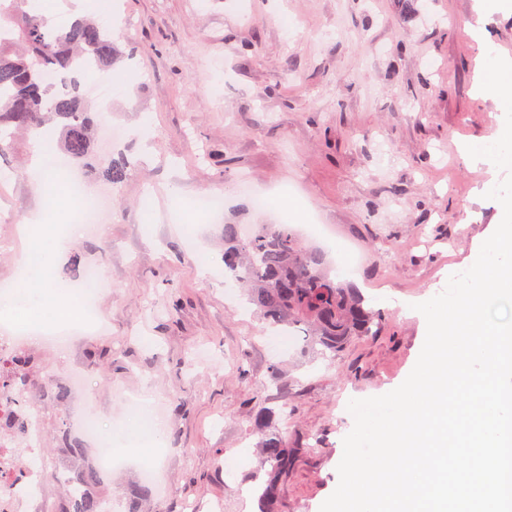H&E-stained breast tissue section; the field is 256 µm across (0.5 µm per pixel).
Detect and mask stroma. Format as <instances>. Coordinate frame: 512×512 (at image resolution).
<instances>
[{
  "mask_svg": "<svg viewBox=\"0 0 512 512\" xmlns=\"http://www.w3.org/2000/svg\"><path fill=\"white\" fill-rule=\"evenodd\" d=\"M128 53L113 75L122 88L94 114L125 130L97 137L96 160L126 157L121 183L98 185L101 224L71 227L55 278L101 266L104 331L63 344L22 341L61 383L87 375L44 409L42 454L74 458L62 434L84 441L80 417L95 409L106 432L136 428L141 396L163 430L156 457L161 492L141 512H184L191 499L224 512H259L255 488L263 433L259 409L298 454L277 486L279 512H320L339 482L353 399L386 394L414 368L426 327L413 303L442 293L475 262L500 222L487 193L508 173L462 145L493 137L505 110L481 89L488 48L512 59V0L484 16L480 0H96ZM147 128L148 141L138 132ZM62 156L58 135L16 134L0 156V282L20 269V227L44 208L29 173L35 148ZM224 197L221 219L195 207ZM268 199L265 209L254 195ZM288 197L285 215L277 201ZM318 224L308 244L337 260L351 243L360 257L345 279L385 315L335 359L304 338L271 354L239 286L224 274L228 224Z\"/></svg>",
  "mask_w": 512,
  "mask_h": 512,
  "instance_id": "35a3bbf8",
  "label": "stroma"
}]
</instances>
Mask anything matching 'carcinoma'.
I'll use <instances>...</instances> for the list:
<instances>
[{"mask_svg": "<svg viewBox=\"0 0 512 512\" xmlns=\"http://www.w3.org/2000/svg\"><path fill=\"white\" fill-rule=\"evenodd\" d=\"M26 6L27 0H0V17L8 21V35L0 36V129L38 133L55 120L67 157L85 160L92 146L94 121L80 76L89 64L100 71L115 69L121 51L112 30L94 19L56 26ZM130 167L120 157L91 167V173L117 184L126 179ZM223 262L224 272L245 284L249 302L266 324L304 334L324 355L343 351L355 338L380 328L384 320V314L364 306L357 289L332 278L326 254L305 246L287 224H257L245 234L238 224L224 225ZM13 365L0 389L13 394L16 409L0 421V429L25 435L31 421L28 393L34 380L26 354H15ZM41 387L52 400H62L68 393L66 386L48 376ZM255 422L265 430L260 465L269 467L271 475L258 489V496L263 512H278L275 479L288 473L295 451L287 438L272 429L267 411H259ZM70 483L82 492L68 497L62 512H107L98 491L97 469L75 470ZM150 493L141 483L131 487L127 512H139L140 502Z\"/></svg>", "mask_w": 512, "mask_h": 512, "instance_id": "obj_1", "label": "carcinoma"}]
</instances>
